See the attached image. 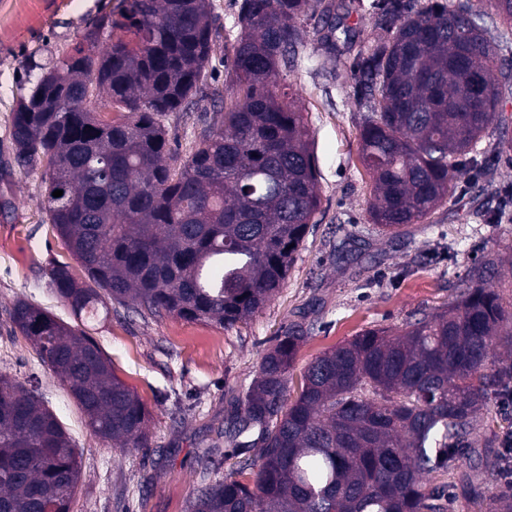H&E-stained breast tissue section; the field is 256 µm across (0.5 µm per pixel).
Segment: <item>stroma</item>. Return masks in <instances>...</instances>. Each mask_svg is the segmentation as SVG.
<instances>
[{
	"label": "stroma",
	"instance_id": "stroma-1",
	"mask_svg": "<svg viewBox=\"0 0 512 512\" xmlns=\"http://www.w3.org/2000/svg\"><path fill=\"white\" fill-rule=\"evenodd\" d=\"M348 26L356 32L336 70L323 67L324 50L313 22L303 27L298 63L286 76L312 131L321 186V211L288 275L265 308L245 324L224 328L173 317L112 314L91 334L114 373L140 396L150 412L147 445L121 455L86 425L65 384L45 365L10 312L24 301L76 325L70 308L49 286L51 262L84 271L52 225L43 221L44 194L36 176L14 163L8 127L16 81L31 60L71 49L109 0H0V373L36 380L46 406L62 422L81 457L72 512H186L201 483L197 452L213 428L233 418V390L249 383L263 353L292 323L309 337L297 353L293 379L316 356L369 327L401 329L419 312L455 302V284L484 253L503 264L492 280L512 301V221L480 222L497 209L500 190L512 186V161L491 159L488 175L461 180L454 204L444 205L402 237L374 230L369 215L372 179L361 162V114L353 62L381 37L371 0H349ZM223 24L210 67L224 75V47L239 33V0H212Z\"/></svg>",
	"mask_w": 512,
	"mask_h": 512
}]
</instances>
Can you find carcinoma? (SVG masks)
<instances>
[{
	"label": "carcinoma",
	"instance_id": "1",
	"mask_svg": "<svg viewBox=\"0 0 512 512\" xmlns=\"http://www.w3.org/2000/svg\"><path fill=\"white\" fill-rule=\"evenodd\" d=\"M385 39L357 54L361 152L373 179L369 209L391 239L456 198L473 180L491 126L496 154L512 152L495 75L512 57L485 35L484 13L452 0H373ZM333 0H241L220 119L186 156L166 118L189 112L209 77L222 25L211 0H118L26 75L13 108L14 161L44 188L45 223L82 267L54 263L49 284L83 328L26 302L16 328L61 377L88 426L131 453L147 443L148 410L120 380L86 325L113 304L142 317L221 327L259 313L288 277L320 208L310 130L293 85L301 23L315 19L323 64L336 61ZM108 44L100 46L102 37ZM123 112L112 122L99 113ZM63 191L60 197L53 196ZM502 260L483 256L455 302L404 328H367L312 361L296 395L289 369L305 329L293 324L234 395L231 425L198 450L202 488L189 512H447L427 478L477 444L482 471L464 478L488 512H512V493L486 483L512 472V430L472 439L485 395L512 379V306L489 281ZM507 359L489 366L494 350ZM260 448L255 460L239 459ZM237 475L219 477L224 460ZM78 454L34 387L0 374V512H71Z\"/></svg>",
	"mask_w": 512,
	"mask_h": 512
}]
</instances>
